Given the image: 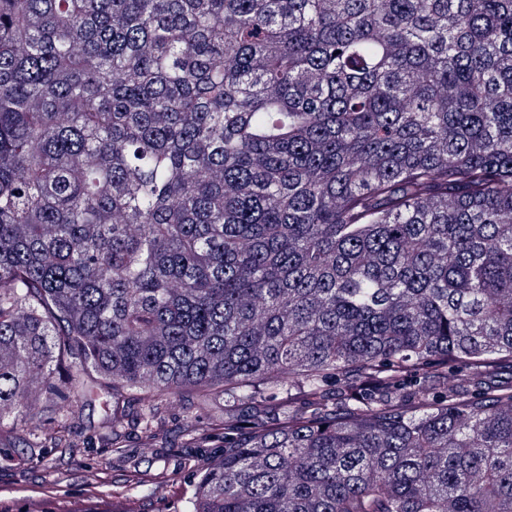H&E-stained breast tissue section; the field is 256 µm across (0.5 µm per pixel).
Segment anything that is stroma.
I'll use <instances>...</instances> for the list:
<instances>
[{"label":"stroma","mask_w":512,"mask_h":512,"mask_svg":"<svg viewBox=\"0 0 512 512\" xmlns=\"http://www.w3.org/2000/svg\"><path fill=\"white\" fill-rule=\"evenodd\" d=\"M107 412L102 402L84 405L71 421L74 431L88 446L77 457L52 451V467L44 469L31 463V449L0 447V512H182L188 484L194 477L196 460L223 454L219 448H186L182 430L187 420L207 425L209 417L198 411L185 414L173 410L166 424L168 445L164 448H133L140 468L162 470L169 480L163 489L134 488L124 481L122 465L106 468L112 451L102 439L106 432ZM99 480L97 492H89L91 480Z\"/></svg>","instance_id":"1"}]
</instances>
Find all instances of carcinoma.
Listing matches in <instances>:
<instances>
[{
    "instance_id": "obj_1",
    "label": "carcinoma",
    "mask_w": 512,
    "mask_h": 512,
    "mask_svg": "<svg viewBox=\"0 0 512 512\" xmlns=\"http://www.w3.org/2000/svg\"><path fill=\"white\" fill-rule=\"evenodd\" d=\"M506 371L512 0H0V446L104 389L221 405L187 512H512Z\"/></svg>"
}]
</instances>
